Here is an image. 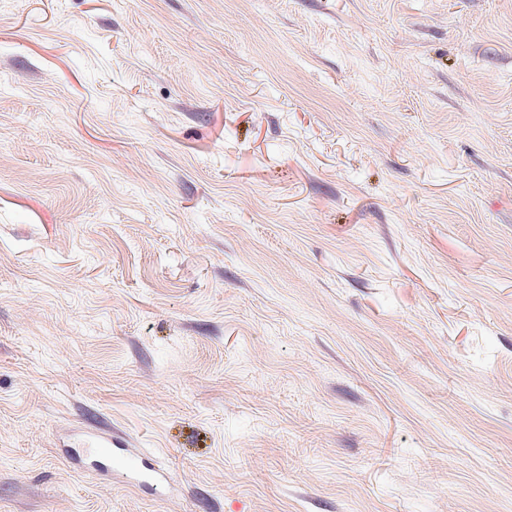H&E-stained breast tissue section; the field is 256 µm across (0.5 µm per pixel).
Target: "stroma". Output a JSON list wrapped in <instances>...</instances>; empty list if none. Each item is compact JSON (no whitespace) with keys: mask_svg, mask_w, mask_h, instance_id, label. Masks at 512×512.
I'll use <instances>...</instances> for the list:
<instances>
[{"mask_svg":"<svg viewBox=\"0 0 512 512\" xmlns=\"http://www.w3.org/2000/svg\"><path fill=\"white\" fill-rule=\"evenodd\" d=\"M0 512H512V0H0ZM63 446L64 457L77 469L93 468L103 473L120 471L128 484L143 483L154 491L164 488L170 479L169 472L154 456L132 452L127 448V439L111 431H79Z\"/></svg>","mask_w":512,"mask_h":512,"instance_id":"35a3bbf8","label":"stroma"}]
</instances>
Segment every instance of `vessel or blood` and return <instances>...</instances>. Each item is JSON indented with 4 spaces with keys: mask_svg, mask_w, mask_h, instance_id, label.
<instances>
[{
    "mask_svg": "<svg viewBox=\"0 0 512 512\" xmlns=\"http://www.w3.org/2000/svg\"><path fill=\"white\" fill-rule=\"evenodd\" d=\"M62 453L76 468H92L103 473L122 472L128 484H144L158 490L170 475L152 455L130 450L124 437L112 432L83 430L65 444Z\"/></svg>",
    "mask_w": 512,
    "mask_h": 512,
    "instance_id": "vessel-or-blood-1",
    "label": "vessel or blood"
}]
</instances>
